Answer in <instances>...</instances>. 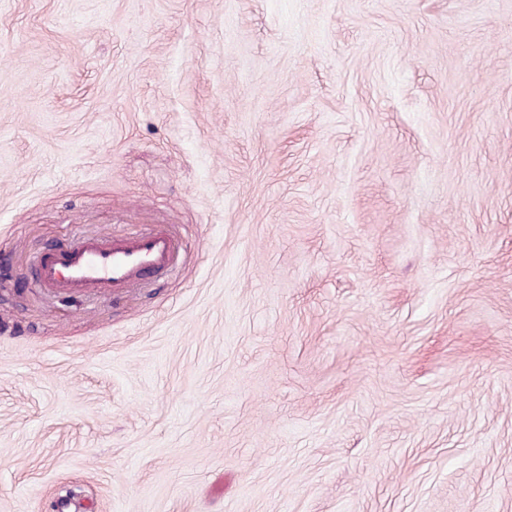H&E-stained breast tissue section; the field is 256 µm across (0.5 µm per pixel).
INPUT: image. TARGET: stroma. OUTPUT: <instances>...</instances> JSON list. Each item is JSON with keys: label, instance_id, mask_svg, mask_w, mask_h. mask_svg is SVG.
<instances>
[{"label": "stroma", "instance_id": "obj_1", "mask_svg": "<svg viewBox=\"0 0 512 512\" xmlns=\"http://www.w3.org/2000/svg\"><path fill=\"white\" fill-rule=\"evenodd\" d=\"M79 504L512 512V0H0V512ZM179 241L168 232L147 231L133 238L83 237L37 257L40 285L58 292L81 293L122 287L175 264Z\"/></svg>", "mask_w": 512, "mask_h": 512}]
</instances>
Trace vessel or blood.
I'll return each mask as SVG.
<instances>
[{
	"mask_svg": "<svg viewBox=\"0 0 512 512\" xmlns=\"http://www.w3.org/2000/svg\"><path fill=\"white\" fill-rule=\"evenodd\" d=\"M179 252L178 240L162 230L132 238L83 237L42 252L34 274L42 287L58 292L117 288L167 270Z\"/></svg>",
	"mask_w": 512,
	"mask_h": 512,
	"instance_id": "1",
	"label": "vessel or blood"
}]
</instances>
